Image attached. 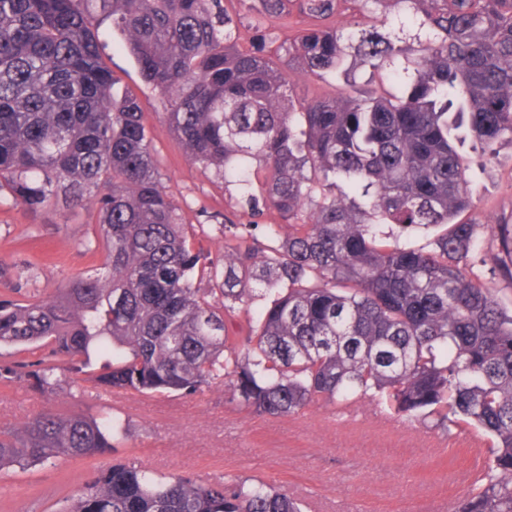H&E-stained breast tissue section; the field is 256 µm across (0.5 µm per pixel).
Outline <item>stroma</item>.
<instances>
[{
    "instance_id": "1",
    "label": "stroma",
    "mask_w": 512,
    "mask_h": 512,
    "mask_svg": "<svg viewBox=\"0 0 512 512\" xmlns=\"http://www.w3.org/2000/svg\"><path fill=\"white\" fill-rule=\"evenodd\" d=\"M93 28L122 87L140 100L156 168L178 203L187 234L204 252L217 253L219 217L249 220L238 186L187 160L164 119L162 95L143 80L110 19L94 15ZM471 192L476 245L483 253L491 225H512V143L499 145L492 168L475 171ZM103 260L94 207L58 205L33 215L0 205V265L11 269L0 295L22 301L52 295ZM108 408L102 391L87 386L64 383L45 392L27 381L0 380V430L48 410L97 415ZM377 413L372 401L356 412L321 402L296 416H258L229 387L216 385L191 395H127L119 410L129 425L127 442L90 458L4 472L0 512H19L37 501L41 512H55L92 472L110 469L118 458L205 483L257 476L302 501L305 512H450L476 470L491 463L487 454L477 463L471 459L472 432L448 433L394 413L381 420Z\"/></svg>"
}]
</instances>
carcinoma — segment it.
<instances>
[{"label":"carcinoma","mask_w":512,"mask_h":512,"mask_svg":"<svg viewBox=\"0 0 512 512\" xmlns=\"http://www.w3.org/2000/svg\"><path fill=\"white\" fill-rule=\"evenodd\" d=\"M259 0L253 46L222 0H0V198L37 214L95 207L106 274L47 298L0 299V345L47 343L35 369L104 390L193 394L228 384L254 414L378 400L489 440L492 466L456 512H512V315L472 262L470 139L487 169L512 141V0ZM308 27L265 53L266 24ZM112 31L194 164L237 183L252 221L219 225L211 256L179 222L138 97L119 84L89 16ZM386 74L389 87L357 81ZM344 80L299 98L292 75ZM259 165H254V162ZM275 214L288 223L259 219ZM393 224L397 231L386 232ZM430 234L423 244L419 237ZM481 263L512 283V225ZM269 300L242 340L226 322ZM129 438L119 416L47 411L0 430V470L89 458ZM59 512H302L255 478L205 484L117 461Z\"/></svg>","instance_id":"cac0c4a2"}]
</instances>
